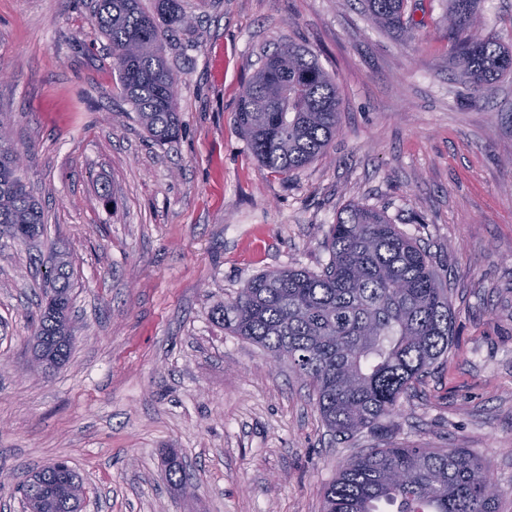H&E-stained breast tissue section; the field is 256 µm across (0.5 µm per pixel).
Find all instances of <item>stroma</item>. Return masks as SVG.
<instances>
[{"label":"stroma","mask_w":512,"mask_h":512,"mask_svg":"<svg viewBox=\"0 0 512 512\" xmlns=\"http://www.w3.org/2000/svg\"><path fill=\"white\" fill-rule=\"evenodd\" d=\"M183 5L191 25L166 38L182 131L160 145L120 95L91 0H0V120L47 219L30 244L0 236V512H25L17 483L60 458L86 512H322L325 486L382 439L468 449L512 512V78L475 94L456 76L451 0H408L402 33L362 0ZM473 23L512 45V0H479ZM288 40L333 77L340 130L282 177L234 111L263 52ZM352 203L431 254L454 340L382 434L341 440L287 359L211 314L265 271H320ZM60 251L72 353L45 373L30 316Z\"/></svg>","instance_id":"1"}]
</instances>
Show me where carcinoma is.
Masks as SVG:
<instances>
[{"mask_svg": "<svg viewBox=\"0 0 512 512\" xmlns=\"http://www.w3.org/2000/svg\"><path fill=\"white\" fill-rule=\"evenodd\" d=\"M456 32L448 57L481 93L512 75V49L471 31L479 0H452ZM383 26L402 30L407 0H364ZM93 18L109 42L122 96L158 142L180 130L176 80L163 35L188 24L183 0H94ZM340 94L308 47L288 42L265 59L241 89L235 121L268 171L288 175L326 156L339 131ZM15 146L0 125V234L40 236L44 214L13 164ZM329 262L319 273L270 270L213 310L224 330L267 349L309 380L323 423L336 436L380 428L400 399L448 355L451 302L430 256L384 212L359 204L331 225ZM55 306L40 313L33 336L37 363H65L71 353L72 273L59 257L45 273ZM50 464L20 485L26 508L78 512L46 492L59 479ZM502 491L464 448L382 443L347 462L326 488L323 512H497Z\"/></svg>", "mask_w": 512, "mask_h": 512, "instance_id": "obj_1", "label": "carcinoma"}]
</instances>
